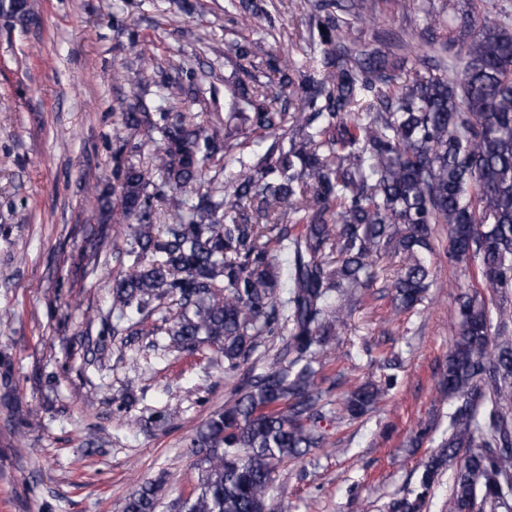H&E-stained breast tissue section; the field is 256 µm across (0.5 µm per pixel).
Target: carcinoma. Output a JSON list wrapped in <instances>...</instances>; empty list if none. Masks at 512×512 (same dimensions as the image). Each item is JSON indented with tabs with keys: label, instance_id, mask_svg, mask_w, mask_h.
Segmentation results:
<instances>
[{
	"label": "carcinoma",
	"instance_id": "cac0c4a2",
	"mask_svg": "<svg viewBox=\"0 0 512 512\" xmlns=\"http://www.w3.org/2000/svg\"><path fill=\"white\" fill-rule=\"evenodd\" d=\"M263 0H225L230 21L261 26L252 38L210 47L231 68L224 115L192 112L197 81L168 68L140 41L139 71L161 75V104L120 93L112 101L120 134L112 186L88 188L100 221L132 220L128 272L112 281L110 312L151 318L167 301L179 312L161 330L166 348L211 346L224 372L244 382L196 431L187 453L197 484L180 512H271L277 468L321 448L326 437L318 357L332 349L355 297L373 287L385 257L400 259L390 284L393 314L430 288L427 256L435 228H448V262L479 275L492 304L471 289L456 297L452 345L438 381L448 399V436L422 464L419 491L393 498L387 512H427L428 494L457 461L448 512H512V28L507 17L470 10L442 40L455 0H389L416 8L427 27L353 40L365 0H310L318 54L299 60L272 38ZM12 27L38 23L36 0H0ZM466 47L458 63L456 45ZM440 77L398 83L416 51ZM224 122L219 137L218 122ZM154 150L143 157L127 151ZM267 144L250 162L246 144ZM238 172L227 184L218 174ZM216 175H210V172ZM148 254L155 255L149 262ZM269 359L254 373L252 355ZM386 389L371 383L345 395L336 418H361ZM145 481L123 512H155Z\"/></svg>",
	"mask_w": 512,
	"mask_h": 512
}]
</instances>
